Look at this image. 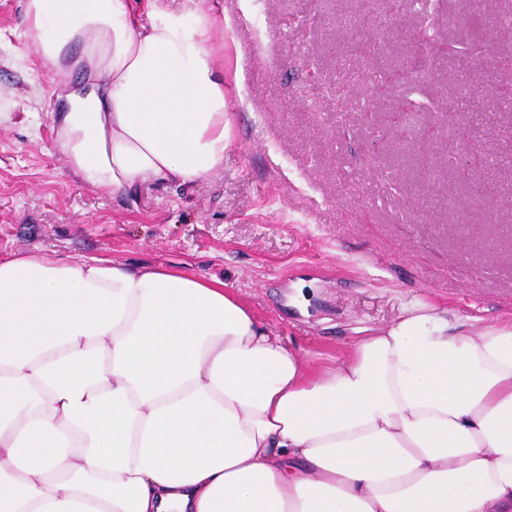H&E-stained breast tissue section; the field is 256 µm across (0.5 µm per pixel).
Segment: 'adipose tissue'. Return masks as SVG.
Here are the masks:
<instances>
[{
  "instance_id": "obj_1",
  "label": "adipose tissue",
  "mask_w": 512,
  "mask_h": 512,
  "mask_svg": "<svg viewBox=\"0 0 512 512\" xmlns=\"http://www.w3.org/2000/svg\"><path fill=\"white\" fill-rule=\"evenodd\" d=\"M25 18L85 185L223 168L211 10L25 0ZM0 512H512V321L465 333L416 303L317 369L221 279L0 256Z\"/></svg>"
}]
</instances>
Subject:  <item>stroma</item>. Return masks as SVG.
I'll list each match as a JSON object with an SVG mask.
<instances>
[{
  "label": "stroma",
  "mask_w": 512,
  "mask_h": 512,
  "mask_svg": "<svg viewBox=\"0 0 512 512\" xmlns=\"http://www.w3.org/2000/svg\"><path fill=\"white\" fill-rule=\"evenodd\" d=\"M224 27L232 118L224 168L131 196L84 187L47 115L61 86L23 36L24 0H0V254L107 257L224 280L315 367L410 304L473 331L512 319V0H395L385 47L353 50L376 0H205ZM437 43L418 52L414 32ZM469 31L488 61L468 70ZM383 94L367 95L378 75ZM451 111L443 136L427 130ZM39 113L37 124L23 113ZM493 148L448 169L456 127ZM492 182L479 201L470 187Z\"/></svg>",
  "instance_id": "1"
}]
</instances>
